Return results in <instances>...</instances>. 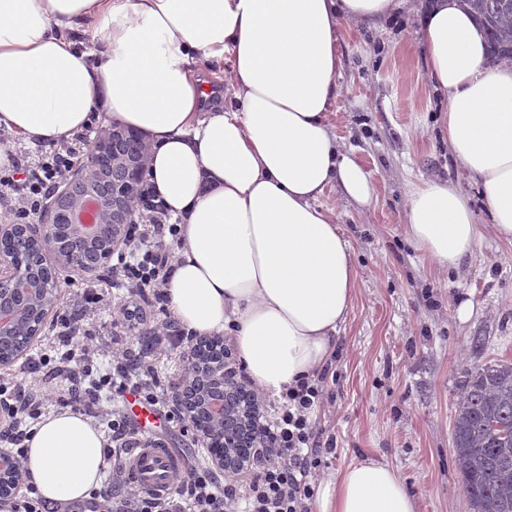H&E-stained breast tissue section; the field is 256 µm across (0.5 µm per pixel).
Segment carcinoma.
Segmentation results:
<instances>
[{
  "label": "carcinoma",
  "mask_w": 512,
  "mask_h": 512,
  "mask_svg": "<svg viewBox=\"0 0 512 512\" xmlns=\"http://www.w3.org/2000/svg\"><path fill=\"white\" fill-rule=\"evenodd\" d=\"M494 62H512V0H468ZM455 462L473 512H512V362L467 373L452 427Z\"/></svg>",
  "instance_id": "carcinoma-1"
}]
</instances>
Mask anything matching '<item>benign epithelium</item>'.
I'll list each match as a JSON object with an SVG mask.
<instances>
[{
	"label": "benign epithelium",
	"instance_id": "1",
	"mask_svg": "<svg viewBox=\"0 0 512 512\" xmlns=\"http://www.w3.org/2000/svg\"><path fill=\"white\" fill-rule=\"evenodd\" d=\"M134 153H117L121 141L112 136L97 138L87 156L67 176L38 224H0V242L22 234L40 268L20 265L14 254L0 247V341L11 350L0 353V366L18 360L25 343L40 335L58 304L57 289L50 287L54 268L45 255L53 253L59 264L91 273L123 240L124 225L131 223V204L139 192L144 168L145 144L134 132ZM96 205L98 229L83 233L74 219L88 201ZM204 343L221 346V336H199L189 344V370L174 387V401L210 454L213 467L236 471L262 453L256 425V405L238 412L240 427L224 430L225 397L252 390L236 380L226 352L206 356ZM19 468L6 454L0 455V499L10 498L21 485Z\"/></svg>",
	"mask_w": 512,
	"mask_h": 512
}]
</instances>
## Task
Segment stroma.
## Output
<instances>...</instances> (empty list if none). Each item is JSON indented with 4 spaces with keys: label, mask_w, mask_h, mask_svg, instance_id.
Listing matches in <instances>:
<instances>
[{
    "label": "stroma",
    "mask_w": 512,
    "mask_h": 512,
    "mask_svg": "<svg viewBox=\"0 0 512 512\" xmlns=\"http://www.w3.org/2000/svg\"><path fill=\"white\" fill-rule=\"evenodd\" d=\"M418 18L401 13L382 22H347L341 42L344 87L332 108L333 132L354 148L370 173L377 199L361 207L336 190L322 202L349 240L356 259L357 293L323 374L324 405L316 411L321 443L333 451L317 487L350 464L372 457L391 464L413 495L417 512H472L452 451V420L460 385L476 366L512 361V244L490 230L479 188L467 185L443 141L440 98L427 79L416 46ZM448 181L465 186L482 236L461 269L442 272L407 237L406 202L412 185ZM111 269H58L62 299L24 358L0 369V381H24L30 360L58 365L63 345L59 316L81 305L90 285ZM121 288H105L83 323L88 370L103 377L112 353H137L131 329L113 324ZM481 337L475 349L473 337ZM153 438L200 465L209 454L187 421L158 407Z\"/></svg>",
    "instance_id": "35a3bbf8"
}]
</instances>
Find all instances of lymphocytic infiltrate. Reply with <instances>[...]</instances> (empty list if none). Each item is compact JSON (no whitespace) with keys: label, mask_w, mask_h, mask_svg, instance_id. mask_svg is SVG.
<instances>
[{"label":"lymphocytic infiltrate","mask_w":512,"mask_h":512,"mask_svg":"<svg viewBox=\"0 0 512 512\" xmlns=\"http://www.w3.org/2000/svg\"><path fill=\"white\" fill-rule=\"evenodd\" d=\"M95 131L94 125H87L76 142L45 145L34 156L22 151L9 153L7 163L0 165V217L9 224L37 223ZM132 210L139 219L128 225L112 266L113 282L127 290L125 303L116 308L115 321L141 326L143 337L153 345L175 350L190 340V333L172 320L146 327L147 311L142 302L149 298L167 302L172 245L180 240V226L152 184L141 189ZM77 333L75 323L62 321L59 336L68 347L70 365L53 374L43 388L33 391L16 386L0 391V444L11 450L16 462L24 460L27 422L39 418L47 391L66 390L72 406L85 404L79 384L86 349ZM282 397L278 404L261 394L256 397L264 441L258 460L222 477L208 467L191 468L181 478L175 497L166 500L143 496L120 479L119 446L135 442L136 437L124 423L113 422L115 446L108 449L107 456L114 477L100 490V498L111 503L113 512H311L313 477L322 464L323 452L313 414L323 402V387L312 380L303 381Z\"/></svg>","instance_id":"lymphocytic-infiltrate-1"}]
</instances>
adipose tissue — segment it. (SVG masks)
I'll list each match as a JSON object with an SVG mask.
<instances>
[{
    "label": "adipose tissue",
    "instance_id": "obj_1",
    "mask_svg": "<svg viewBox=\"0 0 512 512\" xmlns=\"http://www.w3.org/2000/svg\"><path fill=\"white\" fill-rule=\"evenodd\" d=\"M405 9L421 17L442 132L496 235L512 243V64H488L460 0H0V129L60 142L96 112L143 135L151 182L183 220L172 313L200 336L232 332L253 384L277 394L331 363L356 294L354 254L325 191L361 206L375 196L326 121L341 93L342 25ZM199 60L227 65L232 105L206 107ZM408 222L413 244L444 269L471 255L479 234L466 197L446 183L412 189ZM25 445L43 499L101 489L108 442L93 418L50 413ZM315 508L415 512L392 467L374 459L328 482Z\"/></svg>",
    "mask_w": 512,
    "mask_h": 512
}]
</instances>
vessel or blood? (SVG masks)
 Masks as SVG:
<instances>
[{"mask_svg":"<svg viewBox=\"0 0 512 512\" xmlns=\"http://www.w3.org/2000/svg\"><path fill=\"white\" fill-rule=\"evenodd\" d=\"M123 398L131 408H134V416L140 428L146 429L154 424L157 413L153 406L130 391L125 392ZM184 469L182 457L175 455L173 449L155 440L141 441L137 447L127 449L124 454L125 479L148 496H170Z\"/></svg>","mask_w":512,"mask_h":512,"instance_id":"vessel-or-blood-1","label":"vessel or blood"}]
</instances>
